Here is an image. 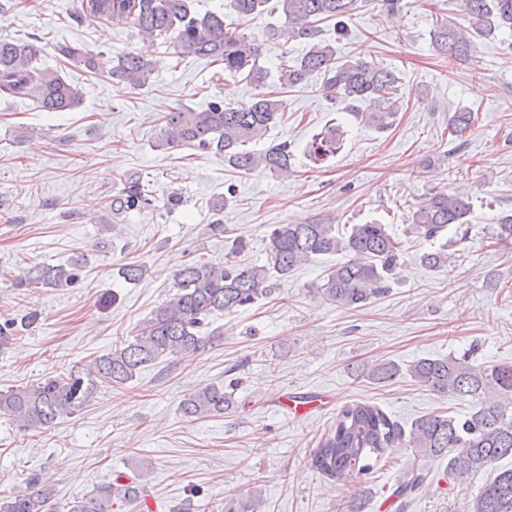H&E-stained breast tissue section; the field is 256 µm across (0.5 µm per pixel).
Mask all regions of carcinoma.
Listing matches in <instances>:
<instances>
[{"label": "carcinoma", "instance_id": "cac0c4a2", "mask_svg": "<svg viewBox=\"0 0 512 512\" xmlns=\"http://www.w3.org/2000/svg\"><path fill=\"white\" fill-rule=\"evenodd\" d=\"M358 0H279L285 26L271 27L268 35L285 42L302 41L306 52L279 66V82L286 87L322 78L321 91L377 131L392 127L402 105L395 70L362 57H337L336 37L321 26L334 22L337 34L346 32ZM268 0H229L238 20L261 15ZM472 30L438 21L431 40L434 50L450 61L463 60L473 48L472 32L489 34L495 26L512 29V0H463ZM79 15L127 20L142 40H172L179 56L207 58L224 66V73L241 75L260 88L249 101L236 107L216 99L202 110L177 106L163 116L158 147H185L213 153L238 173L269 172L288 175L293 159L288 141L262 152L251 145L264 139L280 119L275 96L262 91L268 70L259 64L261 44L224 22L225 15L192 11V0H81ZM63 57L93 73L133 89L147 86L156 73L153 59L129 53L114 61L103 54L73 45L58 47ZM38 40L0 39V96L28 98L40 112H68L80 104L77 89L60 72L40 63ZM474 123L473 113L455 112L450 134L461 136ZM340 130L316 134L308 144L315 162L327 159L340 147ZM152 199L141 176L126 177L112 196L108 212L112 222L131 211L150 208ZM472 198L465 190L434 191L413 207L409 232L420 239L440 242L421 255L429 269L452 265L448 244L467 239ZM490 238L512 239V215L488 227ZM343 255L345 261L329 269L317 292L340 307H361L389 293L400 274L403 249L384 224H352L342 231L317 219L309 224H275L267 235L266 263L256 265L228 258L224 263L196 262L173 274V291L140 325L137 334L112 347L86 366L34 384L0 391V416L13 419L24 431L49 428L63 417L83 410L102 387L123 386L144 367L162 359L194 357L215 336L213 318L231 314L275 292L277 282L295 267L324 256ZM77 261L65 265L34 266L28 280L47 288H62L77 279ZM408 374L419 385L439 395L479 398V408L468 416L426 414L405 428L380 407L355 401L341 409L334 431L313 451L311 465L333 482L341 483L356 472L366 475L370 460L395 445L404 444L432 459H448V475L464 479L512 457V364L474 367L464 358H421L403 369L382 361L359 369L376 384ZM237 408L233 393L224 386L206 385L186 394L179 412L188 419L218 417ZM427 473L408 464L393 489L397 498H409L425 484ZM148 496L145 474L138 471L125 484L106 483L90 495L65 505L51 491L29 482L26 491L0 498V512H112L115 503L139 507ZM221 512H262L256 497L224 500ZM467 512H512V469L496 472L492 480L467 504Z\"/></svg>", "mask_w": 512, "mask_h": 512}]
</instances>
